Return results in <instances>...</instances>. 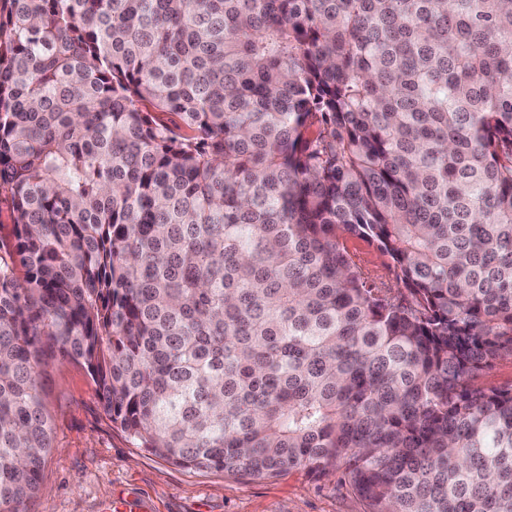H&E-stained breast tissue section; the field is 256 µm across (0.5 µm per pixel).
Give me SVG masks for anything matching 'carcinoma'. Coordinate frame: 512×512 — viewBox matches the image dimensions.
I'll list each match as a JSON object with an SVG mask.
<instances>
[{
    "instance_id": "1",
    "label": "carcinoma",
    "mask_w": 512,
    "mask_h": 512,
    "mask_svg": "<svg viewBox=\"0 0 512 512\" xmlns=\"http://www.w3.org/2000/svg\"><path fill=\"white\" fill-rule=\"evenodd\" d=\"M0 191V512L58 356L181 468L512 512V0H0ZM475 382L487 387L512 385V356L504 355L490 368L480 371Z\"/></svg>"
}]
</instances>
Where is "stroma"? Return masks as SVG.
<instances>
[{"instance_id":"obj_1","label":"stroma","mask_w":512,"mask_h":512,"mask_svg":"<svg viewBox=\"0 0 512 512\" xmlns=\"http://www.w3.org/2000/svg\"><path fill=\"white\" fill-rule=\"evenodd\" d=\"M41 384L54 441L28 512H367L337 473L241 479L189 471L134 447L106 416L82 365L54 361Z\"/></svg>"}]
</instances>
